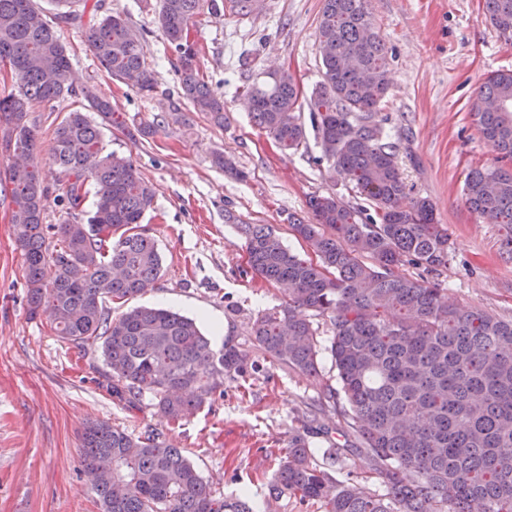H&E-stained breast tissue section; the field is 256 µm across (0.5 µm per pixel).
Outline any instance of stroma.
<instances>
[{
    "instance_id": "stroma-1",
    "label": "stroma",
    "mask_w": 512,
    "mask_h": 512,
    "mask_svg": "<svg viewBox=\"0 0 512 512\" xmlns=\"http://www.w3.org/2000/svg\"><path fill=\"white\" fill-rule=\"evenodd\" d=\"M85 2L99 4L100 15L127 16L157 80L153 95L138 93L109 76L86 48L85 21L59 27L75 76L94 84L120 120L103 132L107 151L132 158L156 191L138 230L154 239L161 276L145 294L112 304L111 315L136 306L170 308L195 319L213 349L228 340L248 344L252 319L282 299L273 283L241 275L245 245L225 223V211L275 226L286 247L304 253L308 247L290 230L289 216L312 221L315 195L352 196L330 163L320 162L315 138L282 152L254 124L238 91L247 81L285 71L310 95L321 79L322 0H255L245 16L199 17L192 38L203 72L224 95L220 127L178 95L175 58L157 22L158 0ZM367 8L388 48L385 129L398 145L411 196L432 200L451 242L446 266L427 272L404 264L399 271L441 284L451 304L511 320L512 255L504 232L469 211L462 187L470 169L494 163L472 114L487 75L512 70V40L492 26L483 0H368ZM78 107L67 97L32 108L47 182L57 176L54 130ZM147 125L153 135L130 137V130ZM218 153L234 161L239 176L214 163ZM311 322L322 345L318 376L278 365L228 378L213 406L171 423L150 394L130 403L114 397L100 353H80L46 319L29 318L24 260L9 203L0 199V512H101L81 465L82 435L92 422L134 435L161 433L183 449L217 499L249 497L253 512H318L286 494L272 499L267 489L276 468L270 449L287 447L289 431L320 409L326 386L336 383L330 326L319 316Z\"/></svg>"
}]
</instances>
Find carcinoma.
<instances>
[{
	"label": "carcinoma",
	"mask_w": 512,
	"mask_h": 512,
	"mask_svg": "<svg viewBox=\"0 0 512 512\" xmlns=\"http://www.w3.org/2000/svg\"><path fill=\"white\" fill-rule=\"evenodd\" d=\"M366 2L323 0L322 78L309 98L301 99L286 72L241 90L254 103V122L284 152L306 142L308 111L322 151L315 163L330 162L362 203L315 196V223L288 217L310 257L286 248L269 224H247L231 212L225 221L244 239L243 273L277 284L282 297L250 326L263 359L317 376V330L304 312L328 319L339 388L325 400H341L345 435L369 459V478L382 492L340 482L314 461L309 437L325 430L318 412L288 435L268 491L324 512H512V319L460 309L439 284L396 272L406 262L429 271L447 265L448 230L429 198L400 205L407 186L380 114L387 47L370 26ZM484 9L512 38V0H484ZM204 12L221 15L217 0H159L158 25L175 55L181 97L222 126L224 95L202 71L191 37ZM85 40L111 77H132V88L154 92L143 41L126 18L93 21ZM2 71L20 81L17 91L0 94L3 141L21 157L0 171V188L9 193L24 256L29 316L45 317L85 353L101 351L112 394L149 392L173 422L210 402L224 379L260 371L239 345L213 350L195 320L178 312L136 307L112 318L109 302L137 296L160 277L155 243L136 232L155 192L131 159L106 151L102 130L114 124L112 105L93 85L73 81L67 50L35 0H0ZM66 96L82 98L101 122L74 110L57 125L52 191L35 161L38 130L29 112ZM479 100L502 106L474 113L502 165L471 170L463 196L472 213L501 225L512 255V71L490 74ZM52 192L66 215L60 224L44 223ZM81 458L86 469L112 470V485L96 488L102 512H252L241 497L215 499L183 450L159 433L134 436L94 423L83 433Z\"/></svg>",
	"instance_id": "1"
}]
</instances>
